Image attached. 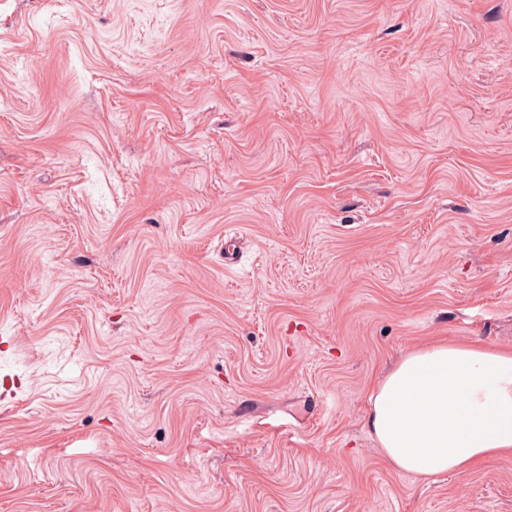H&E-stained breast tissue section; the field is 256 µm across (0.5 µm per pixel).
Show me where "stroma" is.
I'll return each instance as SVG.
<instances>
[{"instance_id":"obj_1","label":"stroma","mask_w":512,"mask_h":512,"mask_svg":"<svg viewBox=\"0 0 512 512\" xmlns=\"http://www.w3.org/2000/svg\"><path fill=\"white\" fill-rule=\"evenodd\" d=\"M437 341L512 349V0H0V512H512L363 426Z\"/></svg>"}]
</instances>
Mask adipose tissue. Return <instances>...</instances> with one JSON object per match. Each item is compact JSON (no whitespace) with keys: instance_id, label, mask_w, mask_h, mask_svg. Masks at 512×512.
Wrapping results in <instances>:
<instances>
[{"instance_id":"adipose-tissue-1","label":"adipose tissue","mask_w":512,"mask_h":512,"mask_svg":"<svg viewBox=\"0 0 512 512\" xmlns=\"http://www.w3.org/2000/svg\"><path fill=\"white\" fill-rule=\"evenodd\" d=\"M363 424L396 470L420 481L512 455V350L441 341L401 356Z\"/></svg>"}]
</instances>
